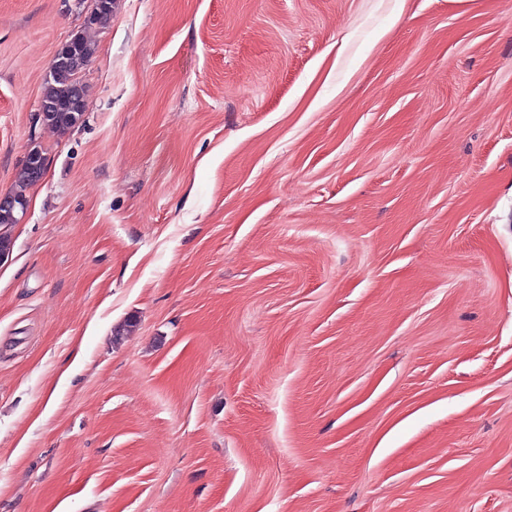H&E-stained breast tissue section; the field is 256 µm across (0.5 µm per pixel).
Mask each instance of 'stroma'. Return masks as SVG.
I'll return each mask as SVG.
<instances>
[{"instance_id":"stroma-1","label":"stroma","mask_w":512,"mask_h":512,"mask_svg":"<svg viewBox=\"0 0 512 512\" xmlns=\"http://www.w3.org/2000/svg\"><path fill=\"white\" fill-rule=\"evenodd\" d=\"M93 7L0 0V512H512V0ZM56 58H58L57 53L51 67L54 66ZM76 74L77 72L70 65L63 62L56 64L50 71V76L45 83L40 100L56 104L59 101L71 99L78 87H81L87 99L86 89L78 81ZM84 108V102L81 98H74L70 100L65 106H57L56 112H43L44 107L42 103L38 104L37 116L39 117L42 112L40 121L43 125L57 131L64 133L67 130L75 127L81 117L80 112ZM32 184H34V182L31 179L29 170L26 166H23L16 176L12 189L18 197L13 194L11 190L7 192H0V206L5 208H0V231L4 234L0 235L1 247L10 244L9 236L3 230L18 223L17 213L11 210L19 209L24 212L27 209L28 203L24 200L26 199L25 193L27 188L32 186ZM20 197L24 199H21Z\"/></svg>"}]
</instances>
